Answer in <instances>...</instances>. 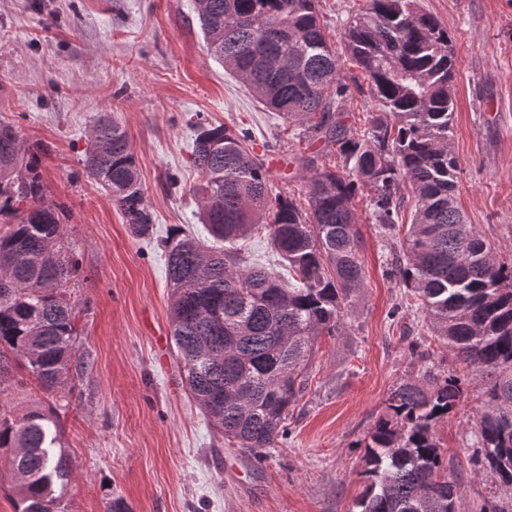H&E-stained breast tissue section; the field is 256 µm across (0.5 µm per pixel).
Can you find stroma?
Here are the masks:
<instances>
[{
	"label": "stroma",
	"instance_id": "obj_1",
	"mask_svg": "<svg viewBox=\"0 0 512 512\" xmlns=\"http://www.w3.org/2000/svg\"><path fill=\"white\" fill-rule=\"evenodd\" d=\"M366 0H319L320 21L350 87L345 123L363 126L369 84L341 35ZM453 36L458 78L454 136L459 202L468 223L512 260V0H420ZM108 115L127 132L152 214L136 236L82 160L93 121ZM0 121L38 155L47 202L66 206L78 271L77 327L91 365L59 407L64 448L77 461L67 512H352L362 490L359 447L404 378L433 365L466 378L455 416L440 425L459 512L498 506L512 492L476 474L469 418L482 396L434 342L425 317L390 276L400 244L381 240L367 194L356 209L365 287L343 336L317 341L304 397L287 436L255 461L208 423L186 388L168 314L161 240L205 237L193 193L196 122L248 130L266 159L272 191L301 197L300 158L334 164L336 151L299 137L207 52L195 0H0ZM400 309L399 321L388 317ZM421 355H411L410 342Z\"/></svg>",
	"mask_w": 512,
	"mask_h": 512
}]
</instances>
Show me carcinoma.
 I'll use <instances>...</instances> for the list:
<instances>
[{
  "label": "carcinoma",
  "instance_id": "cac0c4a2",
  "mask_svg": "<svg viewBox=\"0 0 512 512\" xmlns=\"http://www.w3.org/2000/svg\"><path fill=\"white\" fill-rule=\"evenodd\" d=\"M318 0H197L209 54L258 102L336 147V163L301 159L305 200L270 196L272 173L250 153L249 132L197 126L192 165L199 217L212 243L168 237L169 316L187 385L202 413L257 459L286 435L289 407L307 389L321 336H341L365 287L355 198L370 187L379 234L414 207L392 272L411 291L431 335L486 379L473 412V458L512 488V263L467 223L451 148L457 63L453 37L418 0H368L342 33L370 85L374 107L360 129L344 123L349 86L326 41ZM14 126L0 122V396L24 386L19 367L50 397L90 365L80 351L77 270L65 247L62 208L43 184ZM84 169L112 195L134 234L153 219L126 132L93 122ZM266 232L288 272L250 261L247 241ZM464 381L426 368L404 379L373 423L362 457L356 512H458L438 426L456 414ZM11 455L18 512H65L75 462L62 448L53 407L0 408V450Z\"/></svg>",
  "mask_w": 512,
  "mask_h": 512
}]
</instances>
